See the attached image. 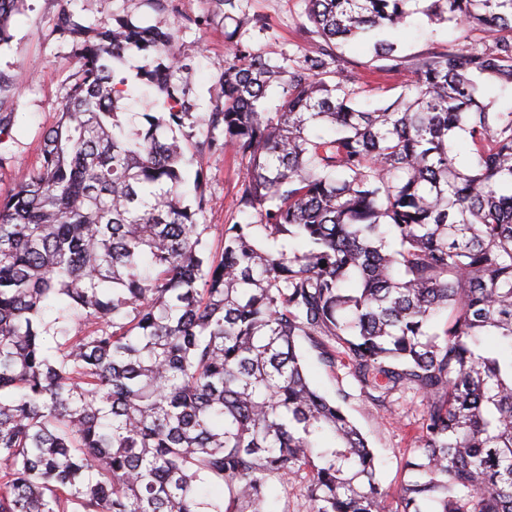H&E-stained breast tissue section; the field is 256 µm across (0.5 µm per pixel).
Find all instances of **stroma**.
Here are the masks:
<instances>
[{
	"mask_svg": "<svg viewBox=\"0 0 512 512\" xmlns=\"http://www.w3.org/2000/svg\"><path fill=\"white\" fill-rule=\"evenodd\" d=\"M70 7L92 24L115 15H131L174 30L184 63L180 84L193 104L190 116L177 127L176 134L191 155L208 135L199 115L213 111L223 99L224 60L231 49L227 33H236L251 51L274 61L290 54L313 55L324 47L323 40L306 29L304 0H243L244 23L240 26L225 18L215 0H165L158 10L146 0H72ZM59 8L58 0H26L16 18L10 46L0 50V70H19L27 76L16 100L14 140L10 145L17 165L0 170V195L10 193L18 179L36 164L42 135L55 123L72 79L70 47L54 30ZM390 38L398 43L402 57L395 71L388 70L387 60L374 57L370 42L335 49L345 74L363 81L377 79L378 89L367 95L375 103L399 95L412 76L417 58L451 44L480 45L487 40L482 27L458 29L448 23L429 22L419 13L408 17ZM197 175L211 201L198 221L210 225L208 242L217 255L224 225L241 218V168L231 152H206L200 163L186 165L187 181L182 187L186 197H193V178ZM306 357L308 374L316 387L332 397L346 393L344 407L378 457L381 482L389 493H396L406 477L404 462L420 429L419 399H401L392 411L377 412L356 390L344 368L326 369L312 349L307 350Z\"/></svg>",
	"mask_w": 512,
	"mask_h": 512,
	"instance_id": "35a3bbf8",
	"label": "stroma"
}]
</instances>
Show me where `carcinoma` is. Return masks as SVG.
<instances>
[{"instance_id":"carcinoma-1","label":"carcinoma","mask_w":512,"mask_h":512,"mask_svg":"<svg viewBox=\"0 0 512 512\" xmlns=\"http://www.w3.org/2000/svg\"><path fill=\"white\" fill-rule=\"evenodd\" d=\"M412 1L307 0L306 16L331 47L397 29ZM24 2L0 0V48ZM421 12L489 42L417 59L373 109L324 52L277 65L232 44L201 149L233 153L258 223L224 225L215 259L201 172L194 205L179 192L174 33L62 7L74 79L0 196V512H264L297 481L307 512H512V112L493 111L512 0ZM373 51L398 60L393 41ZM133 52L151 59L135 84L118 67ZM23 81L0 71V169ZM144 86L165 111L129 129L122 101ZM300 338L373 406L420 398L397 502Z\"/></svg>"}]
</instances>
